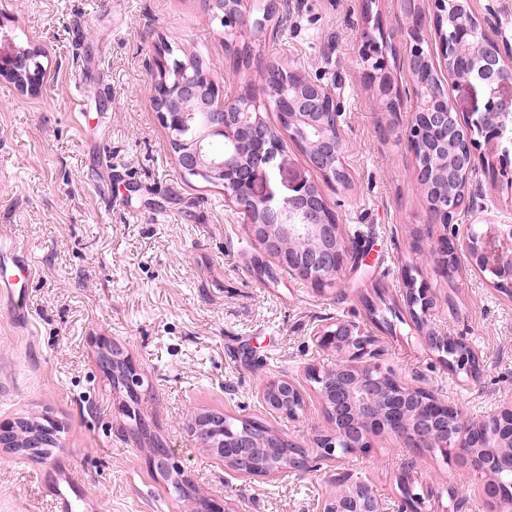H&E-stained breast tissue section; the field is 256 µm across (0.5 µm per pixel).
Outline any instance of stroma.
<instances>
[{
    "mask_svg": "<svg viewBox=\"0 0 512 512\" xmlns=\"http://www.w3.org/2000/svg\"><path fill=\"white\" fill-rule=\"evenodd\" d=\"M363 0H289L263 34L244 30L265 62L324 85L342 78V133L348 187L325 186L350 257L336 284L317 290L282 274L264 282L258 253L224 189L178 169L153 102L148 68L161 43L205 53L226 95L259 82L234 70L226 36L206 0H0V31L39 48L48 81L24 94L0 77V234L13 238L35 268L26 323L0 301V423L46 417L60 447L36 459L0 447V512H60L54 490L69 486L76 512H196L200 501L230 512H315L335 471L368 482L387 512L400 500L402 443L375 440L366 454L305 475L247 478L191 433L209 412L261 422L312 444L328 422L305 369L335 367L317 329L358 323L382 350L380 362L403 381L488 419L512 398V297L490 276L461 267L447 279L427 256L444 233L417 180L405 119L416 105L385 111L360 64ZM389 67L408 90L403 65L408 26L402 0H376ZM276 198L300 180L320 182L297 148L269 171ZM478 212L462 224H512V187L481 178ZM435 296L423 324L408 313L406 276ZM463 338L480 362L477 379L445 364L428 333ZM119 344L141 378L131 404L99 364L104 343ZM292 377L305 408L290 419L257 397L263 381ZM145 422L168 450L171 467L194 485L177 496L151 462V445L131 434ZM415 490L425 512H448V493L468 512H489L481 478L439 451L417 452Z\"/></svg>",
    "mask_w": 512,
    "mask_h": 512,
    "instance_id": "stroma-1",
    "label": "stroma"
}]
</instances>
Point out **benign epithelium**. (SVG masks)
Listing matches in <instances>:
<instances>
[{"label":"benign epithelium","instance_id":"7a95c632","mask_svg":"<svg viewBox=\"0 0 512 512\" xmlns=\"http://www.w3.org/2000/svg\"><path fill=\"white\" fill-rule=\"evenodd\" d=\"M251 0H208L210 10L224 23L227 31L243 28L262 31L266 23L279 17L285 0H266L264 18L251 17ZM433 26L439 35L440 54L452 74L462 70V78L479 86L486 102L484 110L473 112L461 119L454 104L440 93L434 81L416 83V98L428 103L416 108L407 117L405 137L409 147L417 149L426 133L436 135V150L445 159L436 162L443 170L434 176H443L448 185L462 180L467 187L465 195L446 193L436 206L439 222L449 231L437 244L429 246L433 254L434 271L452 276L456 270L458 254H464L472 269L490 271L496 279L493 284L512 295V225L468 224L460 231L455 224L462 206L470 205L475 193L470 188L479 186L480 166L485 164L477 153L478 142L473 133L484 135L487 140L511 141L512 132V75L505 73L512 58V45L483 43L486 29L496 26L497 10L494 0L480 8L474 0H431ZM404 10L412 27L408 28L409 42L405 59L409 72L433 64L428 51L426 34L418 23L419 15L414 0H404ZM451 22L449 32L441 31L442 21ZM0 75L21 79L20 90L38 92L44 83L46 69L34 61L28 48L0 36ZM364 45L368 50L363 58H377L374 66L366 67L365 74L385 108H390L398 98L392 80L388 58L379 56L380 41L372 32L365 33ZM232 54L248 52L251 66L260 74L261 83L245 99L227 98L220 86L204 71L182 62L169 66L163 53H158L152 68L169 74L163 86L153 85V101L161 121L169 129L173 142L182 147L175 155L180 170L205 182L224 187V201L246 218L249 233L258 243L260 253L250 258V265L264 275L263 262L267 257L293 264L290 272L309 281L315 288L324 289L336 279L349 257L348 246L337 224L335 212L320 190L307 180L291 188V194L277 201L272 190L261 194L260 182L268 181V170L277 156L288 150V145L298 146L294 140L278 135L273 139L259 140L249 161L236 159L234 145L249 132L253 119L260 118V107L271 106L285 113L288 125L322 121L323 132L304 149L310 166L321 172L327 181L343 184L340 175L346 173L343 155L346 143L342 135L340 118L341 85H323L304 76L294 85V94L286 96L280 79L272 78L268 65L256 55L251 43L231 45ZM216 136L224 137V157L207 159L208 147ZM319 345L336 350L339 359L336 367L321 370L310 366L305 375L317 380L333 378L317 392L323 402L329 429L316 436L314 448L289 441L290 446L301 449L300 456L288 466L290 473H307L316 470L318 459L341 460L344 456L365 453L371 441L378 436H389L405 441L410 448H440L443 454L454 453L455 460L468 464L483 479V493L499 508V512H512V498L500 495L497 482L491 479V469L496 467L500 455L512 457V403L504 406L495 416L497 428L490 434L480 424L469 420L463 411L438 399L422 387L403 382L390 369L379 362L380 350L374 339L355 323L338 321L315 333ZM433 349L459 346L456 365L468 378L479 374V358L463 339H451L434 333L426 336ZM260 398L296 417L292 401L301 398L294 381L282 377L264 382L259 388ZM283 435L271 432L261 441L248 436L232 444L233 469L255 476V463L268 455V449L280 447ZM417 456L406 457L401 463V494L397 512H421L424 497L414 492L408 476L416 469ZM330 492L319 504V512H383L380 500L363 480H351L343 475L329 479Z\"/></svg>","mask_w":512,"mask_h":512}]
</instances>
